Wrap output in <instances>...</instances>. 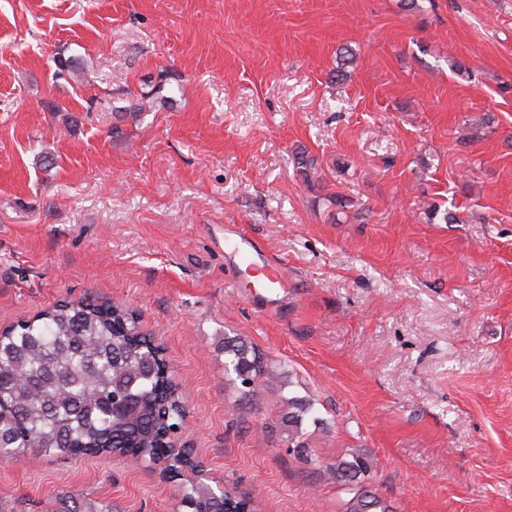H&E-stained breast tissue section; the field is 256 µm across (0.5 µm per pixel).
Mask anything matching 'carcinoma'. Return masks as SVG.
<instances>
[{"label": "carcinoma", "instance_id": "cac0c4a2", "mask_svg": "<svg viewBox=\"0 0 512 512\" xmlns=\"http://www.w3.org/2000/svg\"><path fill=\"white\" fill-rule=\"evenodd\" d=\"M224 353L230 381L243 397L259 400L260 357L235 337L224 338ZM119 389L135 399V407L114 417L112 392ZM288 406V431L295 435L313 403L292 399ZM183 410L168 364L158 361L156 348L120 302H65L0 332V455L117 452L179 471L193 463L188 449L164 457L158 449ZM369 469L368 457L359 453L326 466L352 493L346 512H390L362 485ZM248 504L201 482L184 486L181 495L185 512H243ZM59 512H111V506L66 499Z\"/></svg>", "mask_w": 512, "mask_h": 512}]
</instances>
